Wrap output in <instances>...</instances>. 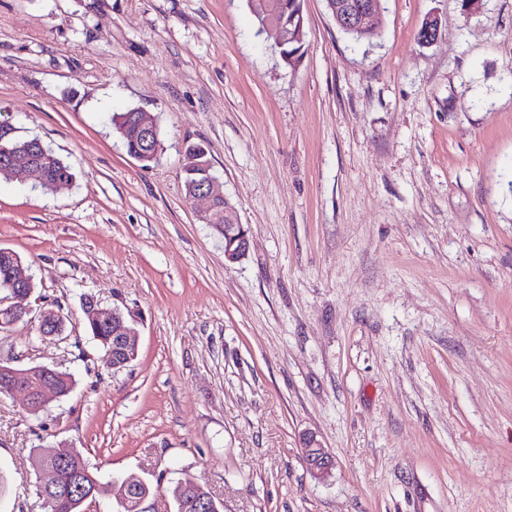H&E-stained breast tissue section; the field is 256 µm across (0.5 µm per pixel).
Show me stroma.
Listing matches in <instances>:
<instances>
[{"label": "stroma", "mask_w": 512, "mask_h": 512, "mask_svg": "<svg viewBox=\"0 0 512 512\" xmlns=\"http://www.w3.org/2000/svg\"><path fill=\"white\" fill-rule=\"evenodd\" d=\"M302 9L289 66L247 0H0V122L74 173L0 176L35 283L0 358L75 379L36 417L0 396V512H42L43 446L143 477L155 512L186 479L223 512H512V0H382L369 43ZM128 108L160 128L150 167ZM191 144L250 230L237 263L185 197ZM86 295L134 318L120 372ZM57 306L63 342L38 333ZM303 450L309 473L318 479L329 476L335 466L333 457L317 440L315 435L309 434L304 438Z\"/></svg>", "instance_id": "1"}]
</instances>
